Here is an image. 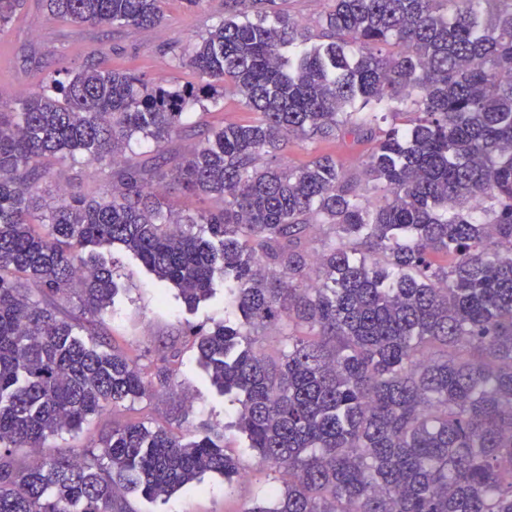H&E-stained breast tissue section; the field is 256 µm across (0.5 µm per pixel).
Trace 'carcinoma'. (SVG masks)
<instances>
[{"label": "carcinoma", "instance_id": "carcinoma-1", "mask_svg": "<svg viewBox=\"0 0 512 512\" xmlns=\"http://www.w3.org/2000/svg\"><path fill=\"white\" fill-rule=\"evenodd\" d=\"M41 2L148 28L166 0ZM329 2L316 43L277 0H224L218 26L171 48L197 86L88 64L11 106L0 93V512H127L130 492L240 474L207 429L130 422L99 454L16 457L173 379L81 338L118 293L93 252L115 244L188 308L224 279L240 320L188 335L249 447L288 475L243 512H512V0ZM24 7L0 0V31ZM229 86L256 120L199 129L169 172L216 206L164 208L126 150L151 142L166 166L184 119ZM346 132L377 138L374 199L329 156L276 163L293 138ZM78 156L109 181L45 208L51 162ZM260 329L277 357L254 347Z\"/></svg>", "mask_w": 512, "mask_h": 512}]
</instances>
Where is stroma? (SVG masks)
Segmentation results:
<instances>
[{
  "mask_svg": "<svg viewBox=\"0 0 512 512\" xmlns=\"http://www.w3.org/2000/svg\"><path fill=\"white\" fill-rule=\"evenodd\" d=\"M165 19L153 29L135 27H74L49 14L39 0H27L25 8L0 33V89L22 96L37 89L47 73L77 68L94 60L102 66L140 75L147 81L198 82V74L172 61L171 45H190L224 18V0H201L198 6L185 0H167ZM376 147L373 138L349 135L327 140L292 141L284 163L300 167L320 155L333 156L347 177L361 178V171ZM52 179L41 182L47 204H54L60 188L91 195L102 176L83 160H65L54 167ZM119 293L103 315L102 342L131 357L139 358L148 373L173 365L176 374L170 386L157 388L148 397L125 402L115 410L88 418L78 432H65L47 441L44 455L57 456L99 445L113 423L139 421L164 426L174 433H195L211 427L224 435L228 453L238 458L244 476L234 490H227L223 477L208 476L201 483L178 491L167 500H147L129 495L133 512H241L263 495L273 483V472L258 464V455L247 448L234 428L236 404L217 391L201 367L195 347L186 342L187 326L212 327L237 319V312L224 298L223 282H216L212 297L188 309L173 288H159L141 261L120 245L108 253Z\"/></svg>",
  "mask_w": 512,
  "mask_h": 512,
  "instance_id": "1",
  "label": "stroma"
}]
</instances>
